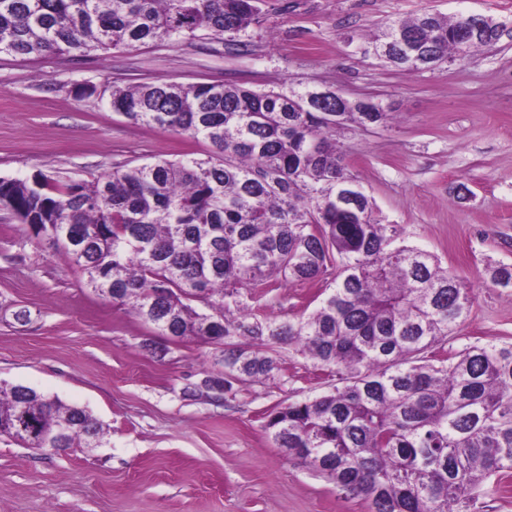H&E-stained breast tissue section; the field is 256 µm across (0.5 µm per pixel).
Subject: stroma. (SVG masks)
Instances as JSON below:
<instances>
[{"label":"stroma","mask_w":512,"mask_h":512,"mask_svg":"<svg viewBox=\"0 0 512 512\" xmlns=\"http://www.w3.org/2000/svg\"><path fill=\"white\" fill-rule=\"evenodd\" d=\"M247 47L215 40L87 57L0 55V177L89 180L132 160L202 146L128 123L86 84L329 86L391 106L387 123L339 134L344 163L406 244L437 255L475 300L450 349L512 342V40L417 71L368 41L396 15H480L512 26V0H264ZM326 280L256 288V313L293 321L329 295ZM223 347L155 335L87 288L45 236L0 210V380L88 409L108 429L95 449L47 452L0 440V512H368L329 478L288 460L265 415L331 392L293 347L259 382H224Z\"/></svg>","instance_id":"1"}]
</instances>
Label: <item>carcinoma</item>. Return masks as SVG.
I'll list each match as a JSON object with an SVG mask.
<instances>
[{
	"label": "carcinoma",
	"mask_w": 512,
	"mask_h": 512,
	"mask_svg": "<svg viewBox=\"0 0 512 512\" xmlns=\"http://www.w3.org/2000/svg\"><path fill=\"white\" fill-rule=\"evenodd\" d=\"M264 0H0V53L87 56L148 43L242 44ZM468 16L397 17L373 53L417 71L496 44L512 29ZM133 124L207 149L129 163L92 181L42 173L0 178V209L47 235L99 296L159 336L224 345V381L270 378L286 342L342 386L266 416L290 458L363 499L369 512H474L489 480L512 477V344L445 349L474 297L441 260L396 244V226L344 172L336 129L387 113L371 100L319 98L292 86L152 83L112 86ZM512 288V265L488 269ZM332 278L321 305L294 322L252 312L250 290ZM24 411L28 448H97L107 430L88 410L0 383V419Z\"/></svg>",
	"instance_id": "cac0c4a2"
}]
</instances>
